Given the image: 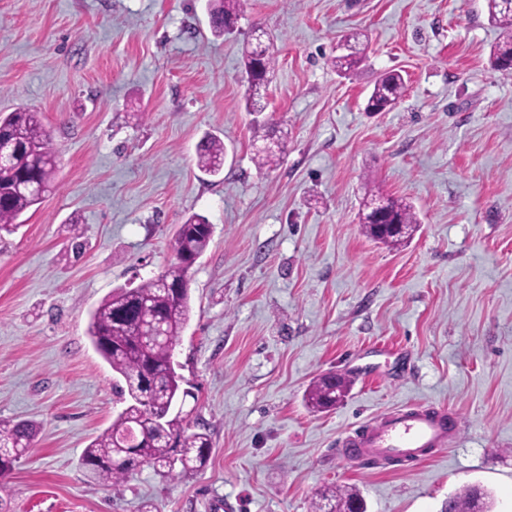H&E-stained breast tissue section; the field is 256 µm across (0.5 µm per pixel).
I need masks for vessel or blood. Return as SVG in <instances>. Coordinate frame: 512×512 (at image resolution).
Masks as SVG:
<instances>
[{
    "label": "vessel or blood",
    "instance_id": "vessel-or-blood-1",
    "mask_svg": "<svg viewBox=\"0 0 512 512\" xmlns=\"http://www.w3.org/2000/svg\"><path fill=\"white\" fill-rule=\"evenodd\" d=\"M455 431L456 422L446 409L433 405L396 409L343 438L339 453L347 461L376 463L394 458L413 462L426 449L448 445Z\"/></svg>",
    "mask_w": 512,
    "mask_h": 512
}]
</instances>
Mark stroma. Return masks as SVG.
Returning a JSON list of instances; mask_svg holds the SVG:
<instances>
[{"mask_svg":"<svg viewBox=\"0 0 512 512\" xmlns=\"http://www.w3.org/2000/svg\"><path fill=\"white\" fill-rule=\"evenodd\" d=\"M205 4L0 0V115L42 113L59 158L0 236V420L38 427L0 478V512H311L331 486L366 512H445L472 485L512 512V77L489 63L485 0H247L222 38ZM256 28L277 37L264 116L288 132L270 168L241 72ZM355 31L369 48L343 78L331 60ZM390 70L405 93L366 111ZM208 133L228 150L217 176L196 166ZM368 179L414 205L406 246L363 234ZM193 214L213 236L174 358L209 460L99 485L81 455L122 405L89 313L157 275ZM329 373L349 393L308 409ZM421 404L456 419L447 449L416 465L338 455L349 431ZM339 375L329 374L312 382L307 392V402L316 410L330 409L336 406V401L331 399L330 379Z\"/></svg>","mask_w":512,"mask_h":512,"instance_id":"35a3bbf8","label":"stroma"}]
</instances>
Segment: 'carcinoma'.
<instances>
[{
  "label": "carcinoma",
  "instance_id": "obj_1",
  "mask_svg": "<svg viewBox=\"0 0 512 512\" xmlns=\"http://www.w3.org/2000/svg\"><path fill=\"white\" fill-rule=\"evenodd\" d=\"M244 0H209L212 32L237 23ZM489 20L500 30L490 53L495 69L512 76V0H486ZM346 53L334 58L336 70L348 76L366 55L362 34L348 35ZM242 58L247 82L246 106L259 115L266 109V87L271 82L275 54L273 44L246 41ZM404 75L393 70L380 75L367 100L366 111L386 112L402 97ZM253 137L266 142L258 156L261 168L276 164L287 133L275 124L256 120ZM0 141L11 155L0 167V232H12L20 218L41 203L55 176L57 155L42 114L18 108L0 117ZM227 150L224 140L207 135L197 152V166L213 175L224 171ZM361 221L367 233L387 244L404 239L377 228L382 224L418 223L414 206L402 199L370 193L363 201ZM213 230L208 219L193 214L179 227L172 245L174 260L157 276L136 288H115L92 311L88 335L97 353L116 376L113 385L118 400L125 403L112 426L84 449L81 465L93 479L114 483L127 479L143 465L173 478L203 469L211 448L210 435L196 431L187 420L189 413L169 411L171 400L185 394L182 378L172 365V351L191 312L189 270L208 249ZM312 382L307 402L316 410L336 406L331 399L330 379ZM37 434L31 421H0V470L12 471L15 463L29 454ZM488 495L477 486L453 496L448 512H489ZM313 512H363L354 493L328 490L319 495Z\"/></svg>",
  "mask_w": 512,
  "mask_h": 512
}]
</instances>
